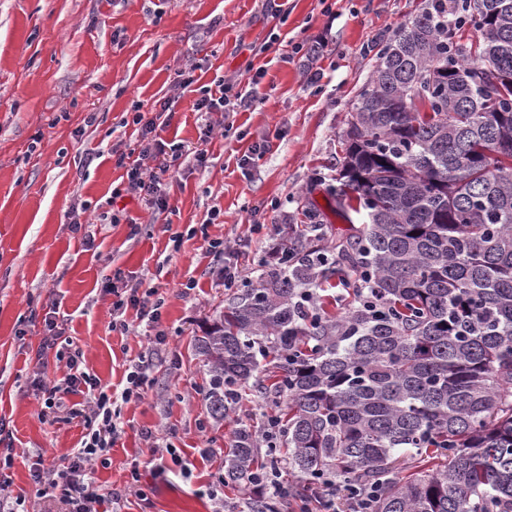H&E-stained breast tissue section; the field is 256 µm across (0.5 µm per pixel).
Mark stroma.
Listing matches in <instances>:
<instances>
[{
    "instance_id": "1",
    "label": "stroma",
    "mask_w": 512,
    "mask_h": 512,
    "mask_svg": "<svg viewBox=\"0 0 512 512\" xmlns=\"http://www.w3.org/2000/svg\"><path fill=\"white\" fill-rule=\"evenodd\" d=\"M422 4L288 0L282 23L265 0H0V416L15 448L7 492L25 497L28 512H59L54 498L36 495L30 469L71 453L85 433L81 419L41 417L34 381L62 375L54 355H37L45 314L63 315L65 338L107 386L151 349L135 310L127 312L128 333L112 329L105 284L117 269L159 289L169 336L145 398L122 408L124 435L106 463L95 464L97 484L106 491L125 486L136 467L140 490L128 494L123 512H213L208 486L220 479L227 508L244 512L242 486L223 478L224 455L237 428L262 426L273 407L249 391L217 424L202 400L208 375L195 340L231 295L208 242L243 246L246 282L256 280L269 245L286 242L313 215L347 232L327 190L343 161L351 107L383 38ZM273 32L283 42L320 38L325 45L286 61L281 45L261 49ZM179 69L196 87L221 76L262 102L234 114L233 129L225 130L220 114L194 112V89L175 83ZM314 70L323 78L311 85ZM165 98L176 105L163 138L194 145L208 137L209 166L187 162L168 175L170 226L129 198L115 205L125 222L110 223L107 201L121 175L113 156L133 143L125 121ZM262 140L265 152L240 166ZM75 204L85 208L93 247L70 229ZM132 220L141 227L134 237ZM173 230L186 235L177 251ZM191 278L196 288L184 291ZM147 430L177 449L191 479L176 475L167 456L145 464Z\"/></svg>"
}]
</instances>
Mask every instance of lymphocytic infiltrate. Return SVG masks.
Masks as SVG:
<instances>
[{
	"mask_svg": "<svg viewBox=\"0 0 512 512\" xmlns=\"http://www.w3.org/2000/svg\"><path fill=\"white\" fill-rule=\"evenodd\" d=\"M260 102L255 92L235 91L232 85L219 78L212 85L200 88L193 109L205 114L229 113L251 109ZM171 107V100L166 99L160 101L156 111L135 112L132 116V124L137 131L134 146L128 152L118 154L115 161L116 167L122 168L124 174L112 191L113 198H137L158 216L164 215L169 208L166 175L170 169L181 166L189 157L201 168L206 167L209 160L207 148L171 144L162 139L161 134L171 118ZM111 286L115 297L112 304L113 330L128 332L125 313L132 308L138 319L153 328V343H163L166 339V332L161 328L164 298L158 297L155 289L143 287L141 280L119 272L113 275ZM45 326L46 333L38 352L43 355L55 351L57 360L64 362L66 372L59 379L40 381L43 412L55 415L67 411L70 417L82 419L85 433L79 448L72 454L52 460L48 467L31 471L30 477L36 486L58 492L65 512H102L105 505L120 504L123 495L114 491L102 494L92 476L91 464L120 439L124 432L122 407L143 399L154 379L156 365L152 359L143 356L131 360L123 388L111 390L86 371L79 347L59 349L62 329L56 319H49ZM70 395L78 396L79 401L67 409L63 400ZM373 495V490L366 488L346 492L335 483L320 484L314 487L306 512H336V500L340 497L345 500V512H371Z\"/></svg>",
	"mask_w": 512,
	"mask_h": 512,
	"instance_id": "lymphocytic-infiltrate-1",
	"label": "lymphocytic infiltrate"
}]
</instances>
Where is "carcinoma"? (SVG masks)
<instances>
[{"instance_id":"cac0c4a2","label":"carcinoma","mask_w":512,"mask_h":512,"mask_svg":"<svg viewBox=\"0 0 512 512\" xmlns=\"http://www.w3.org/2000/svg\"><path fill=\"white\" fill-rule=\"evenodd\" d=\"M344 141L328 194L359 226L295 233L196 339L215 421L270 365L283 406L236 430L226 476L252 512L333 478L374 486L375 512H512V0H425L382 42Z\"/></svg>"}]
</instances>
